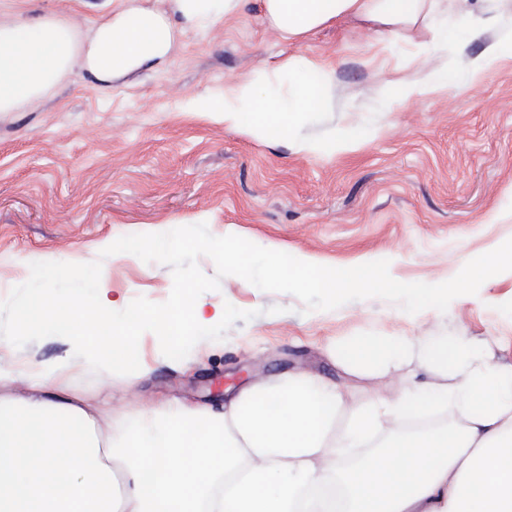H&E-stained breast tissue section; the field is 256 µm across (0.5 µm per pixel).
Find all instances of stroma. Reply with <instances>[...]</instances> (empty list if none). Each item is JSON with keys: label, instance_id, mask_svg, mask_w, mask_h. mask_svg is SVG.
<instances>
[{"label": "stroma", "instance_id": "obj_1", "mask_svg": "<svg viewBox=\"0 0 512 512\" xmlns=\"http://www.w3.org/2000/svg\"><path fill=\"white\" fill-rule=\"evenodd\" d=\"M112 0H0V10L37 18L66 15L81 33ZM512 27V11L474 41L448 45V87L380 106L383 80L415 76L411 47L376 44L344 22L300 43L262 22L259 0L235 17L182 37L167 69L145 70L101 89L76 70L31 109L0 115V289L30 276L34 262L102 263L100 283L116 309L170 295V266L104 248L132 234L206 224L278 246L323 265L385 259L405 282L444 281L471 259L512 238V58L477 84L457 80L471 60ZM292 54L334 68L327 111L306 119L302 136L324 139L342 125L371 124L354 149L313 156L225 129L220 115L192 107L222 100L227 81ZM206 314L230 303L255 311L223 340L199 341L183 360L166 358L158 337L139 340L138 379L92 372L72 343L49 336L0 347V366L65 363L73 387L107 404L112 435L141 409L161 403L224 401L248 384L305 371L336 382L328 356L337 341L398 334L447 341L467 335L496 360L512 363V273L455 298L446 312L411 315L378 298L304 312L288 293L262 291L237 276L199 299Z\"/></svg>", "mask_w": 512, "mask_h": 512}]
</instances>
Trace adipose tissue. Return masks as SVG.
I'll list each match as a JSON object with an SVG mask.
<instances>
[{
  "mask_svg": "<svg viewBox=\"0 0 512 512\" xmlns=\"http://www.w3.org/2000/svg\"><path fill=\"white\" fill-rule=\"evenodd\" d=\"M242 0H119L78 36L66 16L0 15V113L46 95L73 68L102 87L170 64L182 35L236 15ZM481 0H261L262 20L287 40L340 19L381 38L418 42L420 67L408 81L382 86L383 104L421 98L448 83V42L490 26ZM285 91H261L251 77L224 85V99L202 107L228 130L297 151L329 156L351 150L367 127L328 139L299 133L304 114L327 111L334 73L303 55L279 63ZM423 384L346 409L342 386L381 379L417 357L411 337L363 335L340 341L329 357L336 384L307 373L256 382L223 412L182 404L140 412L124 437L105 444L104 412L69 387L65 369H26L28 397L0 395V512H512V364L469 337L436 346ZM379 451L344 467L350 449Z\"/></svg>",
  "mask_w": 512,
  "mask_h": 512,
  "instance_id": "adipose-tissue-1",
  "label": "adipose tissue"
}]
</instances>
